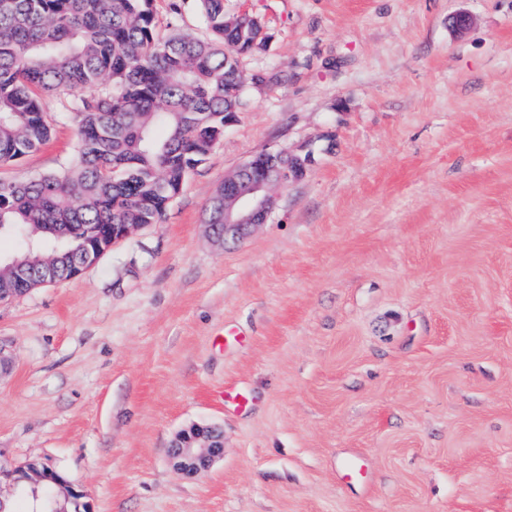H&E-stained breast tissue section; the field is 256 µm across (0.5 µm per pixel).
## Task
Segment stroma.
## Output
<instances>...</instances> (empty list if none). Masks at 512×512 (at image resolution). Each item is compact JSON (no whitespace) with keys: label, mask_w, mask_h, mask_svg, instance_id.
Returning <instances> with one entry per match:
<instances>
[{"label":"stroma","mask_w":512,"mask_h":512,"mask_svg":"<svg viewBox=\"0 0 512 512\" xmlns=\"http://www.w3.org/2000/svg\"><path fill=\"white\" fill-rule=\"evenodd\" d=\"M224 8L264 17L266 80L163 221L0 303V462H49L88 512H512V0ZM153 11L159 38L208 36ZM67 101L0 181L66 168ZM265 150L312 161L224 247L206 208ZM197 424L224 450L189 475ZM354 453L369 483L342 482Z\"/></svg>","instance_id":"stroma-1"}]
</instances>
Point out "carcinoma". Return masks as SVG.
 Returning <instances> with one entry per match:
<instances>
[{"label":"carcinoma","mask_w":512,"mask_h":512,"mask_svg":"<svg viewBox=\"0 0 512 512\" xmlns=\"http://www.w3.org/2000/svg\"><path fill=\"white\" fill-rule=\"evenodd\" d=\"M207 39L155 35L153 0H0V162L43 145V91H68L78 145L68 169L0 182V238L27 247L0 262L15 295L39 272L71 277L83 235L108 224H157L189 174L224 137L252 81L240 60L272 39L263 17L194 0ZM224 223V186L207 209ZM23 492L52 512L58 485Z\"/></svg>","instance_id":"carcinoma-1"}]
</instances>
